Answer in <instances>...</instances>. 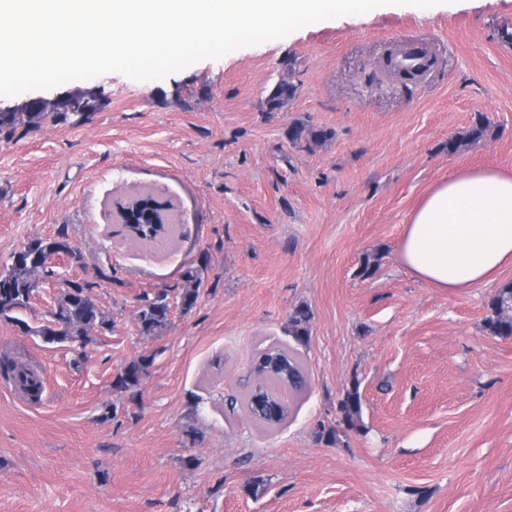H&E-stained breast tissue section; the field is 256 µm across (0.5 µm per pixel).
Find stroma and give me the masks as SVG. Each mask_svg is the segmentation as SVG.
I'll return each mask as SVG.
<instances>
[{"label": "stroma", "instance_id": "obj_1", "mask_svg": "<svg viewBox=\"0 0 512 512\" xmlns=\"http://www.w3.org/2000/svg\"><path fill=\"white\" fill-rule=\"evenodd\" d=\"M505 29L512 0L382 6L158 80L68 82L105 96L90 121L0 135V268L61 229L83 255L53 257L22 318L44 322L64 279L94 282L111 320L62 345L0 320V357L30 362L44 386L33 403L0 376V512H512V338L483 328L497 283L453 293L397 260L435 183L512 172ZM411 39L437 64L406 91L383 62ZM283 79L296 95L268 111ZM479 116L490 140L449 153ZM298 120L334 136L295 145ZM137 191L174 204L173 243L112 235L113 204ZM368 255L378 267L364 278ZM202 259L194 308L140 335L144 294L175 293ZM300 305L312 312L304 345L288 334ZM266 340L309 368L274 429L224 407ZM145 354L140 386L115 388ZM354 383L365 432L319 441Z\"/></svg>", "mask_w": 512, "mask_h": 512}]
</instances>
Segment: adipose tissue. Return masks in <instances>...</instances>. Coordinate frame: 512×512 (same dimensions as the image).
<instances>
[{
	"label": "adipose tissue",
	"mask_w": 512,
	"mask_h": 512,
	"mask_svg": "<svg viewBox=\"0 0 512 512\" xmlns=\"http://www.w3.org/2000/svg\"><path fill=\"white\" fill-rule=\"evenodd\" d=\"M397 256L451 292L494 282L512 266V174L483 169L439 181L412 212Z\"/></svg>",
	"instance_id": "obj_1"
}]
</instances>
